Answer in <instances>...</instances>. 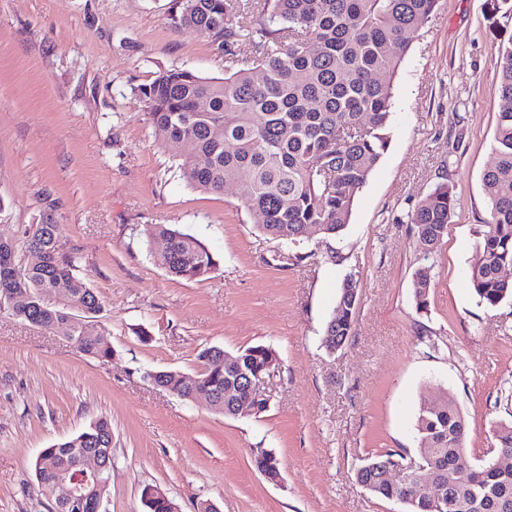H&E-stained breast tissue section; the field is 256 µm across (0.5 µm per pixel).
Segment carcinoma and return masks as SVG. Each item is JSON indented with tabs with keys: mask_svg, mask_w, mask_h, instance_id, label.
I'll return each instance as SVG.
<instances>
[{
	"mask_svg": "<svg viewBox=\"0 0 512 512\" xmlns=\"http://www.w3.org/2000/svg\"><path fill=\"white\" fill-rule=\"evenodd\" d=\"M176 26L206 37L224 54V77H204L173 68L140 88L149 109L154 139L180 160L181 176L195 189L221 194L224 186L247 187L243 206L272 239L299 243L313 233L338 236L349 224L354 201L389 145L392 109L390 82L411 45V35L435 10L438 0H256L246 14L241 0H177ZM244 45L255 49L245 55ZM499 109L494 130V160L482 176L486 216L476 230V256L467 280L479 303L495 308L512 300V43L498 49ZM455 198L448 181L407 214L424 264L414 274L418 312L428 310L433 259L441 247ZM164 243L156 261L169 274L186 280L206 276L216 262L195 236L174 225L154 227ZM37 255L20 266L19 246ZM69 294L48 304L46 295L59 283ZM82 312L72 311L70 301ZM0 305L15 318L71 341L80 352L99 360L112 355L109 333L91 326L103 303L77 273L73 256L62 244L61 225L47 217L21 228L13 245L0 243ZM358 304L340 297L323 342L343 345L353 333ZM220 347L199 354L203 371L192 380L173 371L151 372L177 396L206 397L212 411L239 415L248 401L252 415L269 409L264 393L252 398L235 390L236 371L218 366ZM236 367L263 376L277 363L276 353L254 345L233 354ZM420 454L431 461L420 471L406 464L400 481L385 476L395 454L376 455L355 472L358 485L372 497L395 502L403 512H512V466L499 467L486 455L466 464L467 426L448 393L441 392L420 409L415 422ZM497 452L512 454V422L495 432ZM112 450V425L97 418L82 431L44 448L35 462L38 492L58 502L48 464L73 465L81 455ZM257 471L271 479L280 474L275 453L258 448ZM455 470L448 485V468ZM441 482L451 507L434 508L415 496L420 478ZM146 512H172L173 501L151 488L142 491Z\"/></svg>",
	"mask_w": 512,
	"mask_h": 512,
	"instance_id": "1",
	"label": "carcinoma"
}]
</instances>
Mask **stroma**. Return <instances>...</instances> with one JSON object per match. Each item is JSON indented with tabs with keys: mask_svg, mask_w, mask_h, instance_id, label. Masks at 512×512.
<instances>
[{
	"mask_svg": "<svg viewBox=\"0 0 512 512\" xmlns=\"http://www.w3.org/2000/svg\"><path fill=\"white\" fill-rule=\"evenodd\" d=\"M171 0H0V235L50 217L99 294L100 361L0 311V512H50L41 449L92 419L112 424L107 512H144V487L180 512H402L355 471L394 450L419 464V409L448 391L476 463L512 419V301L480 305L464 276L486 198L498 110L496 53L512 0H439L393 77L390 143L341 238L288 245L261 233L242 185L206 193L159 149L139 87L167 69L224 74L209 41L174 28ZM456 205L415 309L419 247L404 217L440 178ZM175 224L216 265L197 280L157 265L153 226ZM360 281L352 336L322 344L346 274ZM263 344L279 365L260 417L227 418L154 387L197 375L199 351ZM280 461L272 484L253 451Z\"/></svg>",
	"mask_w": 512,
	"mask_h": 512,
	"instance_id": "35a3bbf8",
	"label": "stroma"
}]
</instances>
